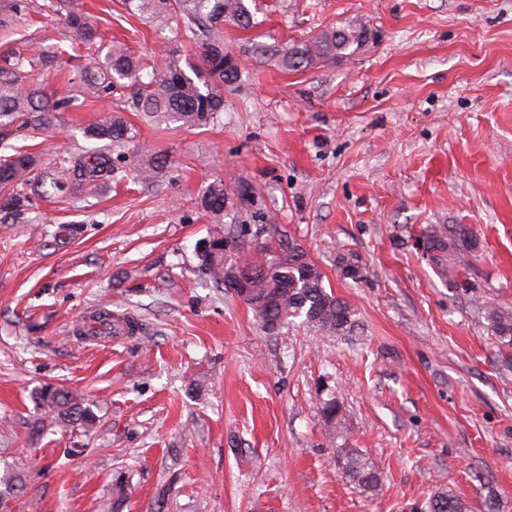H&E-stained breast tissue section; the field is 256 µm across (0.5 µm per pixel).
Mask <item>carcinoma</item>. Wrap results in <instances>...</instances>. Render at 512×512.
<instances>
[{
  "label": "carcinoma",
  "instance_id": "cac0c4a2",
  "mask_svg": "<svg viewBox=\"0 0 512 512\" xmlns=\"http://www.w3.org/2000/svg\"><path fill=\"white\" fill-rule=\"evenodd\" d=\"M128 9L141 13L149 22L165 26L173 18L184 24L185 31L202 35V66L211 81L200 84L189 77L178 61L170 60L165 72L148 71V63L122 45H114L105 60L88 71L85 81L100 95H110L124 80L131 81L132 92L127 104L132 111L156 124L176 125L180 128L206 126L224 111V85L232 82L236 66L224 51L221 28L226 21L250 24L252 13L247 0H125ZM73 40L93 47L98 40V27L86 13H69L66 17ZM362 39L336 37L331 30L312 44L290 48L282 58L285 68L310 64L315 58L324 60L353 55ZM35 56L15 55L12 62L0 67V140H6L14 130L26 127L47 130L58 121L59 107L40 97L39 90L26 85L25 68L32 65ZM136 127L129 123L120 109L104 114L85 130V138L93 146L64 160V165L50 170L43 166L37 151L17 149L0 159V222L19 219L32 204V196L48 198L63 196L72 190L92 196L112 181L116 173L115 161L122 154L112 151L134 142ZM137 180L151 183L167 169L165 154L150 148H137L133 159ZM201 206L218 225L208 239L197 248L198 272L212 286L222 291L232 287L227 277L228 262L224 252V211L231 204L224 183H211L204 191ZM423 251L439 265L467 267L471 256L478 252L479 240L466 224H448L432 227L420 240ZM240 247L233 262L242 266L250 276L249 291L242 300L252 310L261 327L274 332L294 318L303 319L309 328L326 335L342 334L355 324L351 305L336 297L324 284L325 275L308 257L303 247L293 239L270 237V246L257 262L247 261ZM342 270L352 276L360 274L359 257L353 253L339 256ZM487 327L504 346H512V310L488 305L483 311ZM125 322L131 330L141 329L139 321L117 317L109 310L96 314L98 327L89 335L103 333L112 322ZM35 400L43 416L29 422L31 436L44 432L51 423L60 428L89 429L98 416L93 404L63 387L46 384L35 392ZM337 467L343 475L359 485L375 490L380 476L375 464L355 448H344L337 455ZM27 474L18 464L5 467L0 475V505L9 502L26 485ZM129 480L119 472L112 479V496L104 504L105 512H124L129 499ZM427 512H466L465 504L452 493L433 496Z\"/></svg>",
  "mask_w": 512,
  "mask_h": 512
}]
</instances>
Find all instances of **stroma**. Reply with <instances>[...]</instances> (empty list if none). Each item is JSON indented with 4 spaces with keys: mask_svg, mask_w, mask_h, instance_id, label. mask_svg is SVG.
Here are the masks:
<instances>
[{
    "mask_svg": "<svg viewBox=\"0 0 512 512\" xmlns=\"http://www.w3.org/2000/svg\"><path fill=\"white\" fill-rule=\"evenodd\" d=\"M71 11L156 70L171 49L185 73L201 67L195 36L123 0H0V57L36 46L27 82L63 104L55 128L11 139L48 163L88 147L84 129L112 106L78 91L97 55L71 39ZM251 11L250 25L224 24L237 78L218 121L173 129L127 113L168 155L167 177L140 183L127 160L94 196L37 199L28 223H0V454L27 467L8 512H101L121 470L128 512H156L162 486L167 512H425L445 491L468 512H486L491 492L512 512V366L481 312L512 309V0ZM354 24L375 34L355 55L280 65L285 49ZM217 179L236 200L225 230L246 247L269 229L295 239L354 309L349 333L265 332L234 289L198 274L212 230L198 198ZM443 224L476 231L469 287L419 246ZM347 252L359 276L339 267ZM101 307L142 332L83 341L77 327ZM44 383L93 400L96 427L30 440ZM342 448L378 465V490L341 473Z\"/></svg>",
    "mask_w": 512,
    "mask_h": 512,
    "instance_id": "obj_1",
    "label": "stroma"
}]
</instances>
